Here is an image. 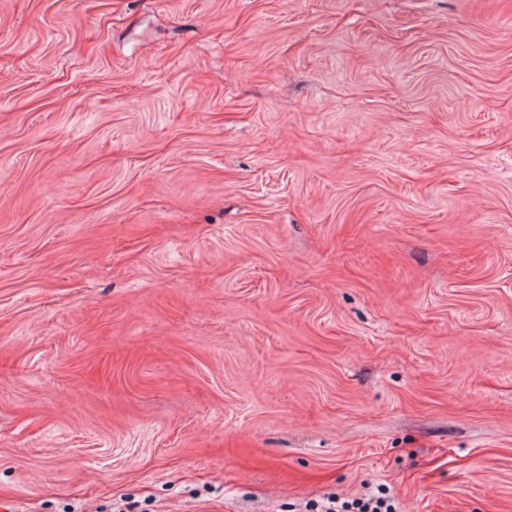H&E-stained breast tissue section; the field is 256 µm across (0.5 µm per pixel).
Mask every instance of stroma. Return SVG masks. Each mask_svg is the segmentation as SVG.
<instances>
[{
    "instance_id": "35a3bbf8",
    "label": "stroma",
    "mask_w": 512,
    "mask_h": 512,
    "mask_svg": "<svg viewBox=\"0 0 512 512\" xmlns=\"http://www.w3.org/2000/svg\"><path fill=\"white\" fill-rule=\"evenodd\" d=\"M512 512V0H0V502ZM379 494L358 498L352 502L331 498L327 500V504L322 505L321 512H396L394 500L385 493Z\"/></svg>"
}]
</instances>
